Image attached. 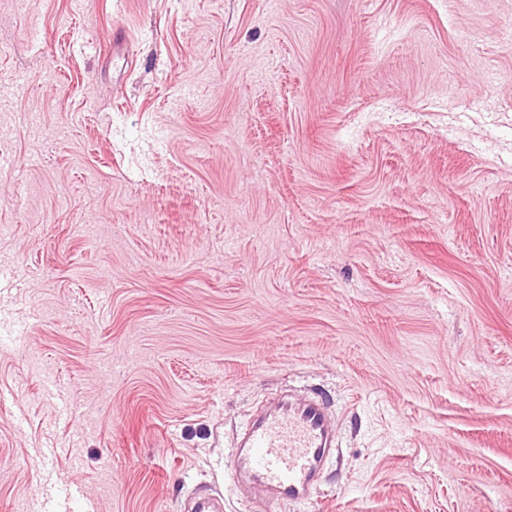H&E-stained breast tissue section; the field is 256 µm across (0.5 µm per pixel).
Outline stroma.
<instances>
[{
  "instance_id": "1",
  "label": "stroma",
  "mask_w": 512,
  "mask_h": 512,
  "mask_svg": "<svg viewBox=\"0 0 512 512\" xmlns=\"http://www.w3.org/2000/svg\"><path fill=\"white\" fill-rule=\"evenodd\" d=\"M0 156V512H512V0H0ZM335 446V430L317 397L282 398L252 420L231 466L254 489L277 501L306 503Z\"/></svg>"
}]
</instances>
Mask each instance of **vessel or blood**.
<instances>
[{
    "label": "vessel or blood",
    "instance_id": "1",
    "mask_svg": "<svg viewBox=\"0 0 512 512\" xmlns=\"http://www.w3.org/2000/svg\"><path fill=\"white\" fill-rule=\"evenodd\" d=\"M335 445L325 404L316 397L282 398L252 420L231 466L261 494L281 502H308Z\"/></svg>",
    "mask_w": 512,
    "mask_h": 512
}]
</instances>
